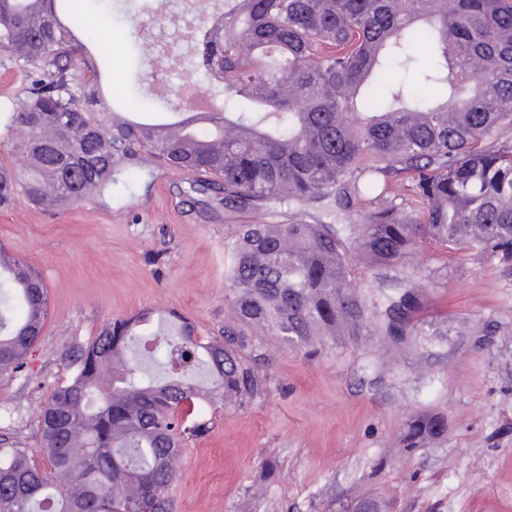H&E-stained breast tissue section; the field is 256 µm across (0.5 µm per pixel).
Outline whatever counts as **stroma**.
Wrapping results in <instances>:
<instances>
[{
  "mask_svg": "<svg viewBox=\"0 0 512 512\" xmlns=\"http://www.w3.org/2000/svg\"><path fill=\"white\" fill-rule=\"evenodd\" d=\"M185 0H79L87 51L112 43L100 66L105 99L163 105L195 59L184 37ZM31 83L27 66L0 50V110ZM263 204L225 208L162 162L149 189L119 202L93 195L63 211L17 197L0 207V246L41 276L50 311L34 350L0 370V433L38 445L39 413L69 374L63 359L112 321L171 313L198 335H221L234 317L224 287V243L239 224H284ZM398 276L421 282L416 324L443 328L408 352L378 341L340 342L311 356L256 336L261 395L206 408L213 425L176 461L177 512H337L368 496L386 512H512V271L497 258L443 256L416 244ZM445 416L448 438L404 451L407 418Z\"/></svg>",
  "mask_w": 512,
  "mask_h": 512,
  "instance_id": "stroma-1",
  "label": "stroma"
}]
</instances>
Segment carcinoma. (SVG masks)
I'll use <instances>...</instances> for the list:
<instances>
[{
  "instance_id": "carcinoma-1",
  "label": "carcinoma",
  "mask_w": 512,
  "mask_h": 512,
  "mask_svg": "<svg viewBox=\"0 0 512 512\" xmlns=\"http://www.w3.org/2000/svg\"><path fill=\"white\" fill-rule=\"evenodd\" d=\"M202 36L208 89L230 112L133 122L76 82L72 0H0V50L37 74L4 116L18 163H0V206L74 203L151 175L149 154L243 209L273 201L286 224H240L225 247L235 323L200 338L179 319L116 320L65 355L71 374L44 406L38 447L0 439V512H174V462L209 432L206 404L261 394L247 329L296 348L377 336L417 343L420 285L390 274L424 240L448 256L490 254L512 270V0H224ZM434 58L419 79L417 52ZM366 201L361 224H309L293 208ZM375 270L357 282L353 265ZM0 370L19 366L48 318L42 279L0 248ZM445 418L406 422L412 452ZM47 467H39L34 456Z\"/></svg>"
}]
</instances>
